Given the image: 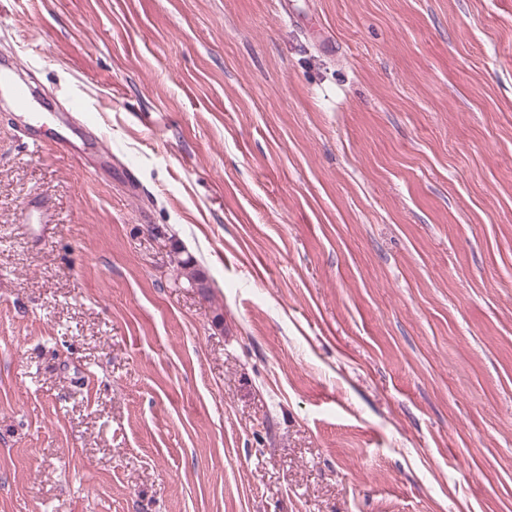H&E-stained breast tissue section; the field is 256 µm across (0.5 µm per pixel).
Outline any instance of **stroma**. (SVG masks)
Instances as JSON below:
<instances>
[{"label":"stroma","mask_w":512,"mask_h":512,"mask_svg":"<svg viewBox=\"0 0 512 512\" xmlns=\"http://www.w3.org/2000/svg\"><path fill=\"white\" fill-rule=\"evenodd\" d=\"M295 3L0 0V512H512V0ZM0 97L7 99L19 118L29 122L34 112V97L29 88L17 79L13 63H0Z\"/></svg>","instance_id":"1"}]
</instances>
